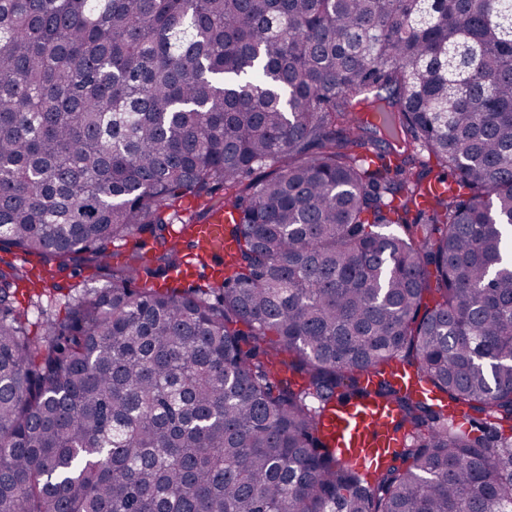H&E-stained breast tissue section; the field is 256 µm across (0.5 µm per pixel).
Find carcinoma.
<instances>
[{"label": "carcinoma", "instance_id": "cac0c4a2", "mask_svg": "<svg viewBox=\"0 0 512 512\" xmlns=\"http://www.w3.org/2000/svg\"><path fill=\"white\" fill-rule=\"evenodd\" d=\"M1 244L50 278L0 269V512H512V0H0ZM373 399L409 433L361 474L319 417ZM235 213L230 206L224 212H218L210 217L204 224H195L187 233L175 232L176 238L185 242L191 239L197 244L196 251L204 255L210 262V274L220 276L224 269V257H228L235 250L233 240L227 235L224 224L231 221ZM71 271L72 266L69 270L61 273L57 279L65 288H68L70 285H80V288L84 286V289L104 288L108 284L102 271L95 274L96 272L93 269L77 267L75 276H72ZM19 300L22 301L23 307H28L29 309V320L32 336H43L42 322L47 315H64V307L62 301L55 302L54 300L51 302L46 297H43L42 302L39 301L38 304H35V300H32L34 303H31L27 296L22 297L21 295H19ZM389 371L392 373L393 380L397 386L406 387L412 390L417 396L430 397L432 395L428 393L427 389H429V387L424 382L419 381L411 372L405 370L398 363H393Z\"/></svg>", "mask_w": 512, "mask_h": 512}]
</instances>
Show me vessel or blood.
I'll return each mask as SVG.
<instances>
[{
	"label": "vessel or blood",
	"mask_w": 512,
	"mask_h": 512,
	"mask_svg": "<svg viewBox=\"0 0 512 512\" xmlns=\"http://www.w3.org/2000/svg\"><path fill=\"white\" fill-rule=\"evenodd\" d=\"M232 208L210 217L206 223L192 226L188 238L210 262L211 275H221L225 257L235 250L233 240L224 226L230 223ZM390 371L397 386L408 388L416 395L427 393V386L399 364ZM397 411L393 405L363 401L347 407H332L322 417L321 430L333 447L341 451L343 462L365 471L386 461L403 447L405 430L395 427Z\"/></svg>",
	"instance_id": "b4317fda"
}]
</instances>
